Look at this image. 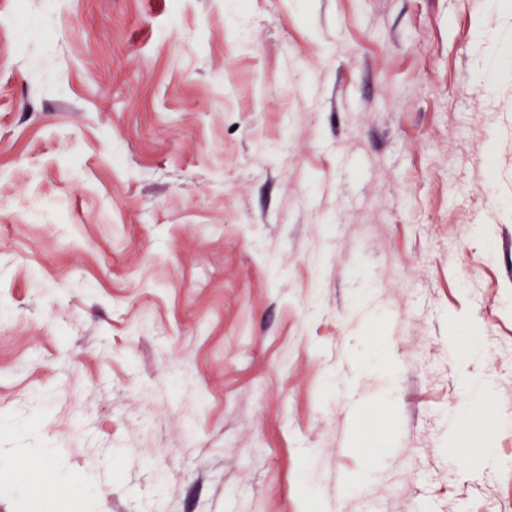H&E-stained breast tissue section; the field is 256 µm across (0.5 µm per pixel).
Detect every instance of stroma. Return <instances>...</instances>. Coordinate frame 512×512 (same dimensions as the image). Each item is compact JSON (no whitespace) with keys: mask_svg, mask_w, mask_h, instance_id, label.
I'll use <instances>...</instances> for the list:
<instances>
[{"mask_svg":"<svg viewBox=\"0 0 512 512\" xmlns=\"http://www.w3.org/2000/svg\"><path fill=\"white\" fill-rule=\"evenodd\" d=\"M0 51V512L512 501L450 436L467 370L512 418V5L0 0Z\"/></svg>","mask_w":512,"mask_h":512,"instance_id":"obj_1","label":"stroma"}]
</instances>
